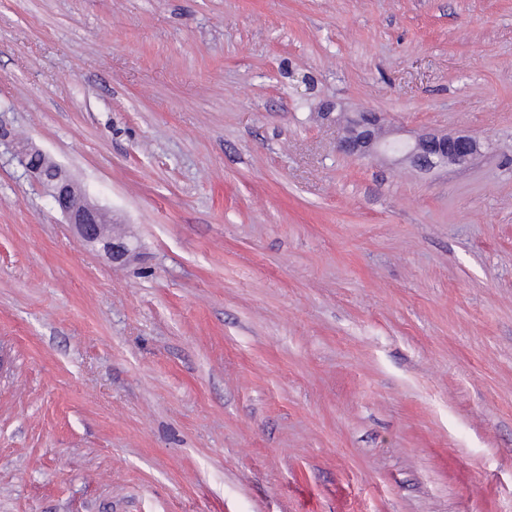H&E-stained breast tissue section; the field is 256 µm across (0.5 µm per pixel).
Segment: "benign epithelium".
Returning <instances> with one entry per match:
<instances>
[{
  "instance_id": "obj_1",
  "label": "benign epithelium",
  "mask_w": 512,
  "mask_h": 512,
  "mask_svg": "<svg viewBox=\"0 0 512 512\" xmlns=\"http://www.w3.org/2000/svg\"><path fill=\"white\" fill-rule=\"evenodd\" d=\"M483 142L469 134L417 135L411 139L388 138L382 132L381 116L376 112H354L348 117L339 141L343 153L356 157L384 155L408 162L423 172L450 165L466 167L482 155ZM13 156L25 172L33 175L46 189L55 208L63 214L77 235L113 264L123 265L133 258L138 245L112 236V215L87 201L69 174L44 152L19 142Z\"/></svg>"
}]
</instances>
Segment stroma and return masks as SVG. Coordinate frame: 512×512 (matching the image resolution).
Returning a JSON list of instances; mask_svg holds the SVG:
<instances>
[{
    "mask_svg": "<svg viewBox=\"0 0 512 512\" xmlns=\"http://www.w3.org/2000/svg\"><path fill=\"white\" fill-rule=\"evenodd\" d=\"M2 132L140 256L0 141V512H512V0H0ZM483 142L469 134L427 133L411 139L387 138L382 132L377 112H353L348 117L339 141L343 153L356 157L384 155L399 162H409L423 172L466 167L482 155ZM13 156L25 172L33 175L46 189L55 208L63 214L77 235L115 265H124L133 258L138 245L131 240L112 236V215L87 201L69 174L44 152L19 142Z\"/></svg>",
    "mask_w": 512,
    "mask_h": 512,
    "instance_id": "obj_1",
    "label": "stroma"
}]
</instances>
